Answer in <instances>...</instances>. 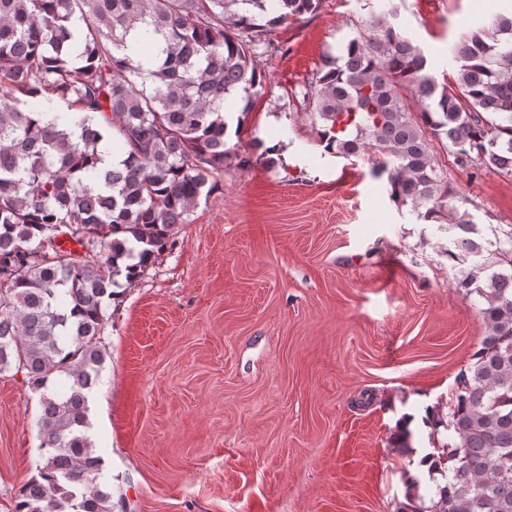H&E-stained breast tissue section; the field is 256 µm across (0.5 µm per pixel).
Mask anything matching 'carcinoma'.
Wrapping results in <instances>:
<instances>
[{"mask_svg":"<svg viewBox=\"0 0 512 512\" xmlns=\"http://www.w3.org/2000/svg\"><path fill=\"white\" fill-rule=\"evenodd\" d=\"M320 2L0 0V374L24 373L39 394L44 449L14 512H112L89 398L116 288L139 280L218 189L225 103L250 111L265 86L254 63L264 37ZM392 18L371 12L370 33L327 56L304 89L306 111L322 121L325 152L377 154L393 200L454 225L457 248L479 254L473 216L450 205L427 135L445 137L462 169L512 175V12L459 35L451 83ZM143 56L156 59L150 85ZM27 98L61 111L44 122ZM103 143L118 163L100 166ZM455 284L485 301V335L448 414L429 419L430 484L409 480L399 512H512V240Z\"/></svg>","mask_w":512,"mask_h":512,"instance_id":"carcinoma-1","label":"carcinoma"}]
</instances>
